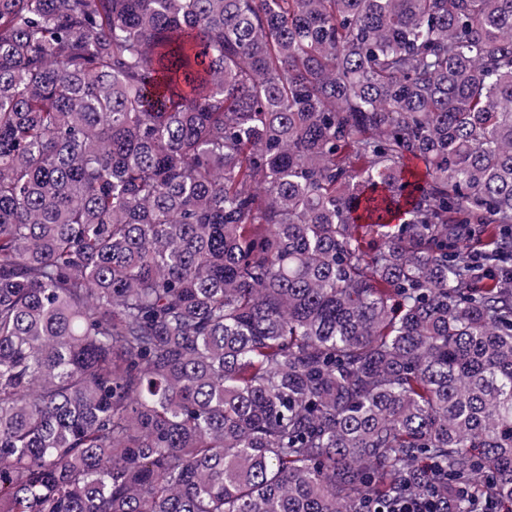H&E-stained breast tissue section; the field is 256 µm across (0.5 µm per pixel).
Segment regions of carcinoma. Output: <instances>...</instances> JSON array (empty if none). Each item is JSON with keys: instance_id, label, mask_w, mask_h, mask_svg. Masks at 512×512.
<instances>
[{"instance_id": "obj_1", "label": "carcinoma", "mask_w": 512, "mask_h": 512, "mask_svg": "<svg viewBox=\"0 0 512 512\" xmlns=\"http://www.w3.org/2000/svg\"><path fill=\"white\" fill-rule=\"evenodd\" d=\"M510 258L512 0H0V512L512 507ZM436 497V499H435ZM451 512L448 499L435 494L431 499L424 501L400 499L391 504L390 512Z\"/></svg>"}]
</instances>
